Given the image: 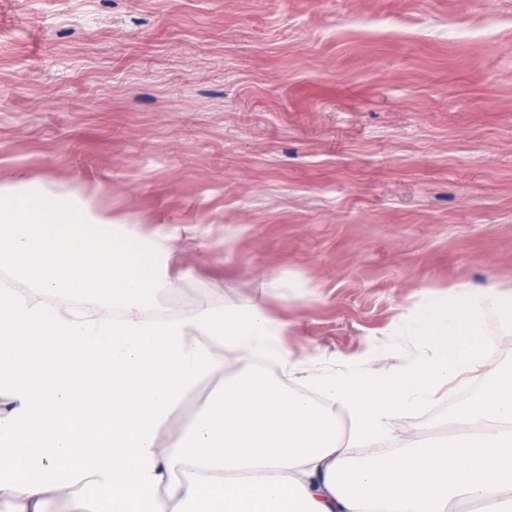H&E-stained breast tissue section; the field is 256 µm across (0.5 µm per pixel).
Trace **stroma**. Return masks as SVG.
<instances>
[{
  "mask_svg": "<svg viewBox=\"0 0 512 512\" xmlns=\"http://www.w3.org/2000/svg\"><path fill=\"white\" fill-rule=\"evenodd\" d=\"M0 188L192 228L165 299L264 298L271 380L400 366L415 302L512 291V0H0Z\"/></svg>",
  "mask_w": 512,
  "mask_h": 512,
  "instance_id": "stroma-1",
  "label": "stroma"
}]
</instances>
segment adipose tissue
<instances>
[{
    "mask_svg": "<svg viewBox=\"0 0 512 512\" xmlns=\"http://www.w3.org/2000/svg\"><path fill=\"white\" fill-rule=\"evenodd\" d=\"M89 215L47 194L0 191V512H459L512 504V367L450 416L449 446L413 438L375 459L400 413L431 403L495 359L485 315H512L494 285L425 298L403 326L422 346L390 368L384 352L284 387L262 366L296 365L287 325L264 302L172 316L154 294L181 277L176 232H89ZM94 297L78 310L60 296ZM224 368L179 432L164 429L186 389ZM350 420L336 433L332 405Z\"/></svg>",
    "mask_w": 512,
    "mask_h": 512,
    "instance_id": "obj_1",
    "label": "adipose tissue"
}]
</instances>
